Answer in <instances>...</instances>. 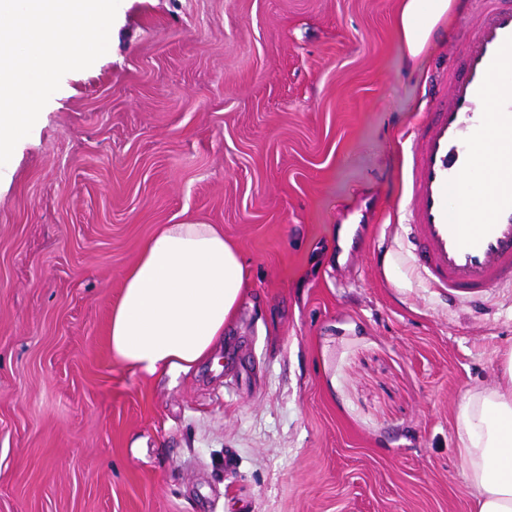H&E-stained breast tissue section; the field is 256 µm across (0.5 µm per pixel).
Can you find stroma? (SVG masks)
<instances>
[{
	"instance_id": "stroma-1",
	"label": "stroma",
	"mask_w": 512,
	"mask_h": 512,
	"mask_svg": "<svg viewBox=\"0 0 512 512\" xmlns=\"http://www.w3.org/2000/svg\"><path fill=\"white\" fill-rule=\"evenodd\" d=\"M399 4L121 0L0 186V512H473L456 415L512 349V289L448 303L394 225L401 136L476 5L410 71ZM191 219L245 293L207 360L134 373L112 307Z\"/></svg>"
}]
</instances>
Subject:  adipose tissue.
<instances>
[{"instance_id": "1", "label": "adipose tissue", "mask_w": 512, "mask_h": 512, "mask_svg": "<svg viewBox=\"0 0 512 512\" xmlns=\"http://www.w3.org/2000/svg\"><path fill=\"white\" fill-rule=\"evenodd\" d=\"M448 7V0H403L406 63L421 54ZM243 293L241 256L222 229L164 225L124 276L108 328L112 357L145 376L188 371L209 356ZM456 425L476 512H512V350L493 384L466 391Z\"/></svg>"}]
</instances>
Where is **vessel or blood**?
<instances>
[{
    "label": "vessel or blood",
    "instance_id": "obj_1",
    "mask_svg": "<svg viewBox=\"0 0 512 512\" xmlns=\"http://www.w3.org/2000/svg\"><path fill=\"white\" fill-rule=\"evenodd\" d=\"M478 2L477 14L459 20L462 68L444 62L433 71V110L408 136L400 226L427 285L467 303L512 285V157L498 150L512 139V0ZM479 179L482 208L474 204Z\"/></svg>",
    "mask_w": 512,
    "mask_h": 512
}]
</instances>
